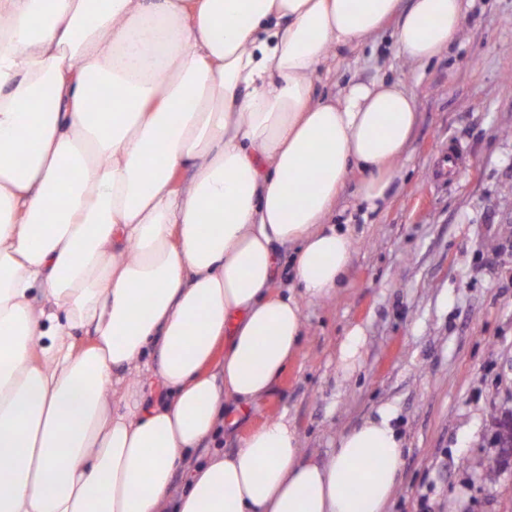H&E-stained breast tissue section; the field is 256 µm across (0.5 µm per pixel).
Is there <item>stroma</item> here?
Instances as JSON below:
<instances>
[{
	"instance_id": "35a3bbf8",
	"label": "stroma",
	"mask_w": 512,
	"mask_h": 512,
	"mask_svg": "<svg viewBox=\"0 0 512 512\" xmlns=\"http://www.w3.org/2000/svg\"><path fill=\"white\" fill-rule=\"evenodd\" d=\"M386 25L337 51L316 93L348 81L403 82L417 122L388 202L364 215L358 177L332 223L352 225L343 286L302 300L304 336L270 396L204 441L177 469L170 499L196 461L232 453L260 425L286 417L305 458H330L342 433L387 412L402 441L389 512H512V466L486 478L499 424L512 415V0H468L457 41L419 66ZM462 161L444 165L449 144ZM361 327L354 369L341 344Z\"/></svg>"
}]
</instances>
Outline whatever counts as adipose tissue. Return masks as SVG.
<instances>
[{
	"label": "adipose tissue",
	"mask_w": 512,
	"mask_h": 512,
	"mask_svg": "<svg viewBox=\"0 0 512 512\" xmlns=\"http://www.w3.org/2000/svg\"><path fill=\"white\" fill-rule=\"evenodd\" d=\"M463 12L0 0V512H387L402 452L383 414L324 463L278 418L168 494L225 405L263 399L298 354L301 298L341 287L356 239L327 218L347 179L362 173L358 201L376 211L407 149L402 84L318 98L319 69L390 22L399 55L426 63ZM286 244L299 296L273 290ZM123 371L165 399L145 406L139 381L114 394Z\"/></svg>",
	"instance_id": "adipose-tissue-1"
}]
</instances>
